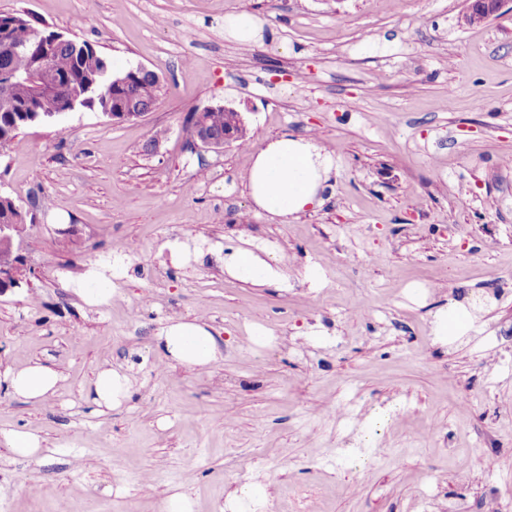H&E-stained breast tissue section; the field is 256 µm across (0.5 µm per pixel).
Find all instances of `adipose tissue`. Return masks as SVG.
Wrapping results in <instances>:
<instances>
[{
	"instance_id": "obj_1",
	"label": "adipose tissue",
	"mask_w": 512,
	"mask_h": 512,
	"mask_svg": "<svg viewBox=\"0 0 512 512\" xmlns=\"http://www.w3.org/2000/svg\"><path fill=\"white\" fill-rule=\"evenodd\" d=\"M332 170L330 158L313 142L280 136L256 155L244 180L256 208L270 216H297L321 205L320 192ZM158 345L168 361L203 369L215 362L220 351L213 326L202 319L174 321L162 328ZM16 396L44 402L54 395L60 374L35 362L8 372ZM132 388L130 374L104 367L91 381L87 396L100 410L121 406Z\"/></svg>"
}]
</instances>
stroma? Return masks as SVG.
<instances>
[{"label":"stroma","mask_w":512,"mask_h":512,"mask_svg":"<svg viewBox=\"0 0 512 512\" xmlns=\"http://www.w3.org/2000/svg\"><path fill=\"white\" fill-rule=\"evenodd\" d=\"M466 8L0 0L164 84L143 119L82 108L0 151L35 271L0 292V512H165L176 488L195 512H221L247 485L279 512H295L301 486L322 512H448L458 496L469 512H512V343L497 342L512 334V0L481 24ZM241 12L263 25L247 51L224 35ZM210 105L242 113L247 148L190 144L186 115ZM282 135L334 159L321 206L296 219L258 211L242 181ZM229 247L277 279L228 274ZM79 281L107 282L110 302L86 304ZM363 298L367 317L351 318ZM197 317L221 356L167 364L156 335ZM35 360L61 374L44 403L5 378ZM103 366L131 369L133 387L102 413L86 390ZM354 397L374 433L358 471L327 411ZM24 431L44 438L42 462L11 453Z\"/></svg>","instance_id":"obj_1"}]
</instances>
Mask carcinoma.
<instances>
[{"mask_svg": "<svg viewBox=\"0 0 512 512\" xmlns=\"http://www.w3.org/2000/svg\"><path fill=\"white\" fill-rule=\"evenodd\" d=\"M47 35H53V31L38 26L36 21L17 12L0 11V71L16 65L14 49L19 45L36 57ZM51 68L59 83L51 97L18 84L6 90L0 88V141L4 148L14 143L20 130L31 125L35 112L64 111L74 103L110 116L133 101L146 108L162 96L163 86L153 72H116L108 58L85 41L76 46L69 41L58 45ZM13 203L11 197L0 195V222L26 223L24 216L11 220L15 216Z\"/></svg>", "mask_w": 512, "mask_h": 512, "instance_id": "carcinoma-1", "label": "carcinoma"}]
</instances>
